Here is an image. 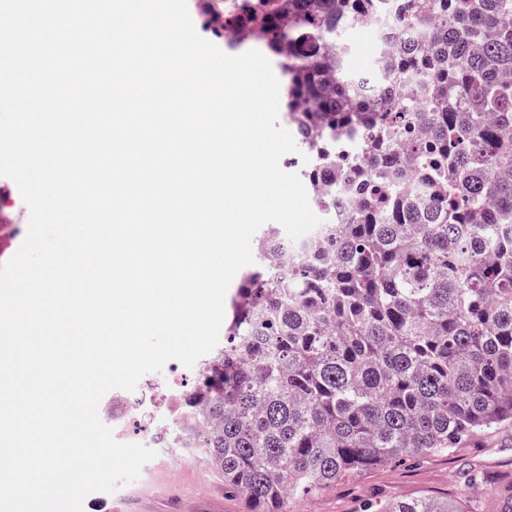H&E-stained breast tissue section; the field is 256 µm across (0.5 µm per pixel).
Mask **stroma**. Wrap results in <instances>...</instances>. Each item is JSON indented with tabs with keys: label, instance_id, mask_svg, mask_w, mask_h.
<instances>
[{
	"label": "stroma",
	"instance_id": "1",
	"mask_svg": "<svg viewBox=\"0 0 512 512\" xmlns=\"http://www.w3.org/2000/svg\"><path fill=\"white\" fill-rule=\"evenodd\" d=\"M377 32L352 27L342 35L352 72H372L377 60ZM29 209L16 183L0 176V224L16 235L0 241V264L19 249L27 231ZM476 470L482 480L464 481ZM512 490V423L498 426L450 454L420 460H396L347 473L318 492L296 498L293 512H382L390 500L437 499L464 502L470 512H495L500 494ZM168 501L166 512H248L242 496L229 491L224 477L203 454L184 455L174 464L170 449L157 448L155 457L132 483L116 492L87 498L83 512H154L157 497Z\"/></svg>",
	"mask_w": 512,
	"mask_h": 512
}]
</instances>
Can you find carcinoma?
Here are the masks:
<instances>
[{"label": "carcinoma", "instance_id": "carcinoma-1", "mask_svg": "<svg viewBox=\"0 0 512 512\" xmlns=\"http://www.w3.org/2000/svg\"><path fill=\"white\" fill-rule=\"evenodd\" d=\"M262 42L288 77L285 118L325 219L300 243L269 227L231 299L196 447L251 512H290L346 472L452 453L512 421V0H235L219 32ZM398 39L373 74L339 42ZM297 45L285 53L284 45ZM374 192L348 211L334 181ZM298 252L288 274L266 252ZM384 512H463L432 499Z\"/></svg>", "mask_w": 512, "mask_h": 512}]
</instances>
